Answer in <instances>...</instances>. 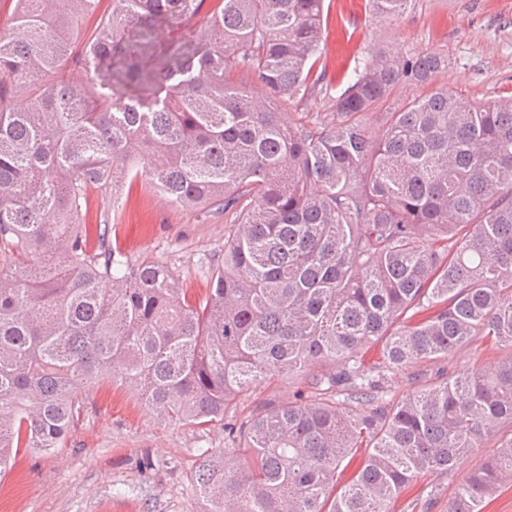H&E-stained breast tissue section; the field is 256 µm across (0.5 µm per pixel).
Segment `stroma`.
Returning a JSON list of instances; mask_svg holds the SVG:
<instances>
[{
	"mask_svg": "<svg viewBox=\"0 0 512 512\" xmlns=\"http://www.w3.org/2000/svg\"><path fill=\"white\" fill-rule=\"evenodd\" d=\"M322 28L316 65L325 77L321 93L277 104L294 124L329 120L355 63L377 45L447 57V69L431 87L448 88L471 103L512 95V0H413L407 13L389 20L375 17L370 0H323ZM121 203L113 210L108 197L90 191L86 224L111 219L112 242L131 263L165 265L190 295L204 297L212 262L231 230L229 217L177 207L138 182L124 187ZM501 356V349L476 341L388 374L383 398L397 402L441 373L485 370ZM313 397L300 378L261 380L229 406L226 418L238 423L268 401L304 404ZM511 438L507 430L482 442L451 475L421 477L397 498L395 512H448L458 487ZM231 446L223 424L203 430L161 418L125 388H93L63 448L20 451L0 476V512H203L194 473L202 455Z\"/></svg>",
	"mask_w": 512,
	"mask_h": 512,
	"instance_id": "1",
	"label": "stroma"
}]
</instances>
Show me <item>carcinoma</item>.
<instances>
[{
	"label": "carcinoma",
	"instance_id": "1",
	"mask_svg": "<svg viewBox=\"0 0 512 512\" xmlns=\"http://www.w3.org/2000/svg\"><path fill=\"white\" fill-rule=\"evenodd\" d=\"M101 2L14 0L0 33V473L20 448L62 447L83 391L105 382L168 419L224 423L244 459L203 456L207 512H392L419 476L511 429L512 355L395 404L379 392L387 373L476 340L512 350V97L480 106L438 88L374 130L364 115L396 85L448 67L378 46L329 122L293 127L276 102L322 84L323 0H218L171 43L162 33L205 0ZM410 4L372 2L385 19ZM71 62L84 81L64 78ZM237 71L265 103L230 83ZM137 179L235 214L204 300L168 267L122 259L109 224L89 242L88 191L115 203ZM287 375L318 398L224 422L256 381ZM350 403L369 409L351 418ZM509 477L512 439L448 512H483Z\"/></svg>",
	"mask_w": 512,
	"mask_h": 512
}]
</instances>
